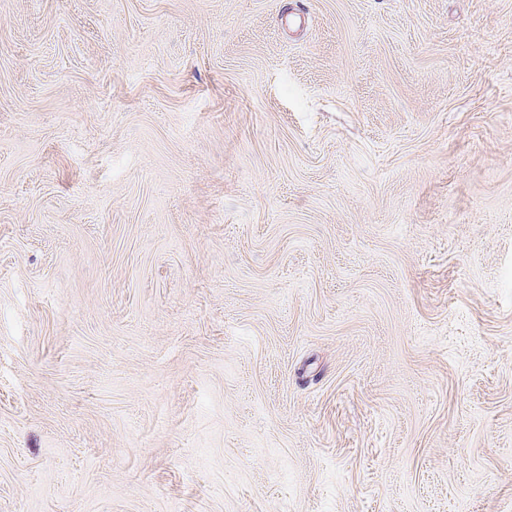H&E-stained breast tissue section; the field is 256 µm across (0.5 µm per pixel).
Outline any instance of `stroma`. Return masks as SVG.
<instances>
[{
  "instance_id": "obj_1",
  "label": "stroma",
  "mask_w": 512,
  "mask_h": 512,
  "mask_svg": "<svg viewBox=\"0 0 512 512\" xmlns=\"http://www.w3.org/2000/svg\"><path fill=\"white\" fill-rule=\"evenodd\" d=\"M0 512H512V0H0Z\"/></svg>"
}]
</instances>
